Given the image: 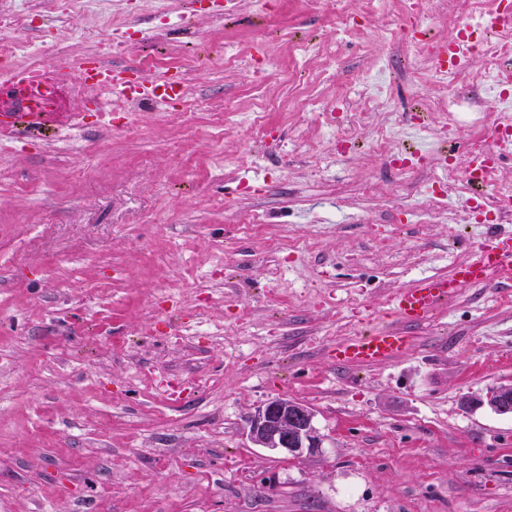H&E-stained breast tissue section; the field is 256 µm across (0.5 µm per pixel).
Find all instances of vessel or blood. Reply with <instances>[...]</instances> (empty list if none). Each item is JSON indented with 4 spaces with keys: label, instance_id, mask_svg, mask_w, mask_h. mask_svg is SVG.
<instances>
[{
    "label": "vessel or blood",
    "instance_id": "obj_1",
    "mask_svg": "<svg viewBox=\"0 0 512 512\" xmlns=\"http://www.w3.org/2000/svg\"><path fill=\"white\" fill-rule=\"evenodd\" d=\"M51 79L62 82L77 80L89 89L101 85L112 88L113 103L122 106L131 102L150 101L166 104L182 95V79L167 75L150 78L138 74L136 87H129L116 70L100 61L91 66L78 67L74 64L59 65L49 71ZM47 118L43 112H17L8 120L0 118V136L11 137L29 133L40 127ZM504 282L512 281V231L495 230L480 238L472 256L459 264L448 277H425L414 287L397 291L391 302V313L400 322L397 330H372L367 334L337 345L332 356L337 364L351 363L380 364L391 361L404 353L410 338L407 327L421 325L443 298L454 289L482 285L490 277Z\"/></svg>",
    "mask_w": 512,
    "mask_h": 512
}]
</instances>
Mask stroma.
Segmentation results:
<instances>
[{"label": "stroma", "instance_id": "stroma-1", "mask_svg": "<svg viewBox=\"0 0 512 512\" xmlns=\"http://www.w3.org/2000/svg\"><path fill=\"white\" fill-rule=\"evenodd\" d=\"M399 2L340 43L315 0H112L138 27L108 64L154 57L200 106L107 125L74 96L78 128L54 119L0 152V512H512V414L460 406L512 384V287L463 289L391 363L329 356L394 327L393 293L487 230L423 219L428 162L401 180L366 141L337 156L305 110L357 111L366 86L370 126L436 148L386 107L402 83L440 108L424 71L378 69ZM30 26L58 62L106 36L91 11ZM268 61L273 78L247 77ZM276 397L313 409L320 453L249 442L247 416Z\"/></svg>", "mask_w": 512, "mask_h": 512}]
</instances>
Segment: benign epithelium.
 Returning a JSON list of instances; mask_svg holds the SVG:
<instances>
[{
  "label": "benign epithelium",
  "mask_w": 512,
  "mask_h": 512,
  "mask_svg": "<svg viewBox=\"0 0 512 512\" xmlns=\"http://www.w3.org/2000/svg\"><path fill=\"white\" fill-rule=\"evenodd\" d=\"M501 415L512 414V385L496 387L490 404ZM315 413L294 399L278 397L258 405L247 419L246 435L259 448L293 456L315 454L323 437L314 423Z\"/></svg>",
  "instance_id": "7a95c632"
}]
</instances>
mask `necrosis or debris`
<instances>
[{"label": "necrosis or debris", "instance_id": "1", "mask_svg": "<svg viewBox=\"0 0 512 512\" xmlns=\"http://www.w3.org/2000/svg\"><path fill=\"white\" fill-rule=\"evenodd\" d=\"M499 0H461L456 16V29L470 34L469 42L461 44L456 57L449 64H441L430 30L437 20L434 0H404L401 14L393 26L382 33L386 44L403 45L414 66L424 68L428 84L445 106L438 116L436 131L454 130L464 110L453 91L467 74L465 60L476 57L480 69L475 75L473 92L493 87L506 92L512 90V30L503 28ZM25 18L10 5L0 0V68L26 50L18 30ZM328 135L336 143L337 155H346L361 134H368L371 148L386 161L399 176L409 173L403 150L398 147L388 126L366 132L367 115L347 111L344 104L331 105L317 100L312 104ZM477 121L482 133L465 148L449 146L447 153L433 160L431 180L435 191L426 195L429 207L444 202L442 189L453 186L466 198L471 208L492 214L497 223L512 222V181L505 179L501 165L507 152L503 141V123L499 116L479 113Z\"/></svg>", "mask_w": 512, "mask_h": 512}]
</instances>
